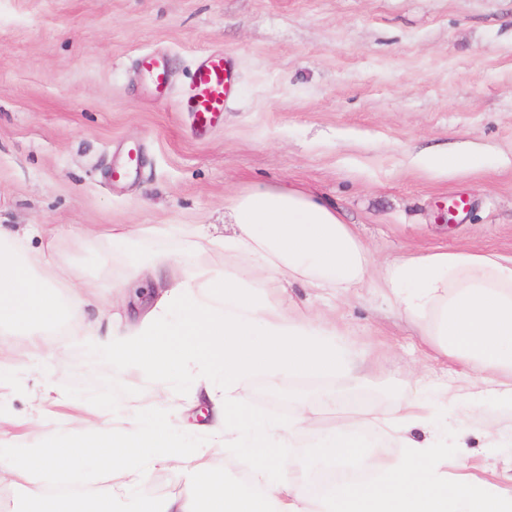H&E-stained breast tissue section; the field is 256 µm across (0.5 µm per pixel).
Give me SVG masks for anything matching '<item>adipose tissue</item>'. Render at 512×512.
<instances>
[{"label":"adipose tissue","instance_id":"ef3b65f1","mask_svg":"<svg viewBox=\"0 0 512 512\" xmlns=\"http://www.w3.org/2000/svg\"><path fill=\"white\" fill-rule=\"evenodd\" d=\"M230 234L211 247L247 257V268L219 274L194 255L154 253L132 262L137 277L159 276V288L142 315L114 313L84 320L72 339L95 337L100 354L119 367L135 362L154 373L174 361L193 374V398L208 408L207 446L187 457L169 426L155 418L99 433L79 421L56 446L19 454L0 464V487L21 498L15 512H112L122 489L140 484L142 462L183 471L187 488L142 495L136 512H512V495L496 491L465 458L438 454L442 440H415V429L438 415L451 418L457 438L472 432L455 399L433 397L424 387L401 399L388 425L402 448L398 458L372 450L361 422L343 414L328 445L330 464L354 462L359 479L337 480L313 491L305 468L274 464L278 448H316L311 427L318 406L342 410L350 386L361 384L337 341L334 319L286 305L272 289L301 283L338 299L375 288L406 319L418 323L422 345L437 360L483 372L485 384L512 404V255L436 250L388 262L372 277L369 253L336 208L295 188L258 187L235 196L224 209ZM51 229L0 224V330L19 329L38 348L57 335L67 312L91 305L94 287L66 279L47 240ZM38 239L42 248H28ZM272 383L323 380L317 401L299 397L289 423L249 430L232 423L231 409H245L254 374ZM225 448L251 460V488L225 482L211 464ZM110 473L111 487L85 495L31 493L36 474L61 463Z\"/></svg>","mask_w":512,"mask_h":512}]
</instances>
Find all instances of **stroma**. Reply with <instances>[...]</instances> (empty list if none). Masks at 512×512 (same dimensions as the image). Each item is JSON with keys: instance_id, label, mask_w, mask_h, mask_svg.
I'll return each mask as SVG.
<instances>
[{"instance_id": "1", "label": "stroma", "mask_w": 512, "mask_h": 512, "mask_svg": "<svg viewBox=\"0 0 512 512\" xmlns=\"http://www.w3.org/2000/svg\"><path fill=\"white\" fill-rule=\"evenodd\" d=\"M206 51L233 57L236 89L220 122L197 133L181 109ZM170 67L158 95L138 61ZM139 147L137 169L110 173ZM474 163L456 173L426 169L428 154ZM255 185L302 189L335 206L368 247L374 269L397 255L440 249L512 254V0H0V224H55L56 259L93 281L104 302L130 274L131 258L195 252L217 271L245 266L204 241L175 237L84 244L76 230L106 224H202L224 233V207ZM464 200L454 223L442 209ZM283 300L300 309L335 306L346 345L380 361L360 411L390 410L415 389L448 383L426 360L414 328L372 289L350 301L300 285ZM0 378V419L15 440L40 426L45 440L70 427L61 400L121 419L165 411L187 454L208 433L179 369L155 374L104 362L87 340L30 351ZM255 376L250 425L293 411L263 395ZM166 387L164 408L155 393ZM475 430L493 427L499 448L470 438L471 462L489 481L512 469V407L486 394Z\"/></svg>"}]
</instances>
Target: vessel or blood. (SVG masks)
<instances>
[{
  "mask_svg": "<svg viewBox=\"0 0 512 512\" xmlns=\"http://www.w3.org/2000/svg\"><path fill=\"white\" fill-rule=\"evenodd\" d=\"M142 68L157 91H164L169 81L166 63L152 55H144ZM194 92L186 104L193 112L198 127L207 129L217 124L233 90V59L224 54H211L199 61L194 71Z\"/></svg>",
  "mask_w": 512,
  "mask_h": 512,
  "instance_id": "b4317fda",
  "label": "vessel or blood"
}]
</instances>
